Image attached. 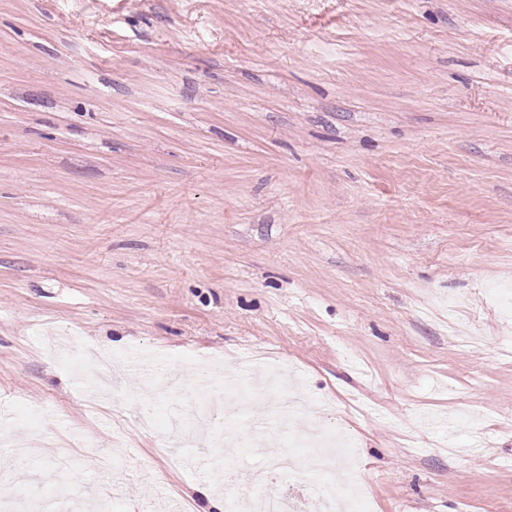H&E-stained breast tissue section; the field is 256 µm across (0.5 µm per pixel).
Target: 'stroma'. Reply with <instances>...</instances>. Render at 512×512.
Listing matches in <instances>:
<instances>
[{
    "label": "stroma",
    "instance_id": "obj_1",
    "mask_svg": "<svg viewBox=\"0 0 512 512\" xmlns=\"http://www.w3.org/2000/svg\"><path fill=\"white\" fill-rule=\"evenodd\" d=\"M510 290L512 0H0V420L51 442L0 438V489L39 512L246 483L264 400L168 429L246 354L351 437L361 512H512Z\"/></svg>",
    "mask_w": 512,
    "mask_h": 512
}]
</instances>
